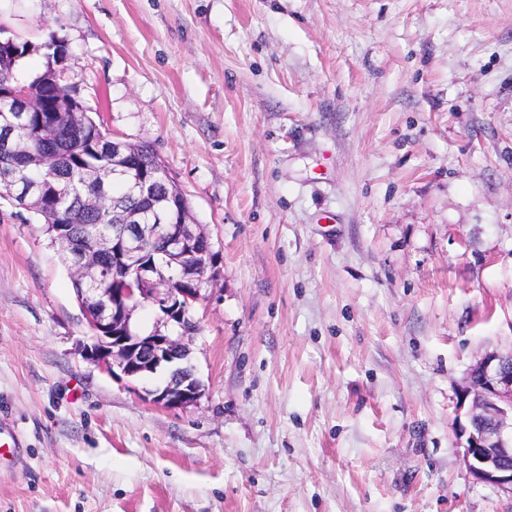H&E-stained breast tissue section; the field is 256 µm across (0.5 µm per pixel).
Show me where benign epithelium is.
<instances>
[{"instance_id":"1","label":"benign epithelium","mask_w":512,"mask_h":512,"mask_svg":"<svg viewBox=\"0 0 512 512\" xmlns=\"http://www.w3.org/2000/svg\"><path fill=\"white\" fill-rule=\"evenodd\" d=\"M67 44L55 55L56 67L48 79L56 99L48 103L39 93L40 82L0 86V186L27 210H49V195L43 181H20L18 172L31 165L42 168L52 180L67 179L59 167L57 149L34 153L19 129L29 113H66L79 128L87 108L76 92L63 83L61 65L67 59ZM103 151L112 156V174L130 179L144 202L136 209L112 205V239L101 240L78 233L67 217L57 213L61 252L86 280L103 272L97 257L112 251V266L128 275L112 273V287L84 288L76 296L91 335L83 344L86 360L110 373L129 379L167 373L164 385L146 393L153 404L166 409H186L197 403L203 391L188 358L186 340L197 325L189 316L202 291L217 278V254L203 226L196 223L182 191L166 167L158 162L147 172L138 163L136 146L126 140L104 136ZM140 303H133L135 298ZM160 312L155 328L142 335L131 331L139 304ZM458 436L464 441L465 462L479 482L512 494V353H486L472 365L466 384L457 395Z\"/></svg>"}]
</instances>
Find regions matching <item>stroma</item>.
<instances>
[{
    "label": "stroma",
    "instance_id": "stroma-1",
    "mask_svg": "<svg viewBox=\"0 0 512 512\" xmlns=\"http://www.w3.org/2000/svg\"><path fill=\"white\" fill-rule=\"evenodd\" d=\"M151 144L221 277L196 406L139 398L36 215L0 198V512H512L456 439L512 349V0H0Z\"/></svg>",
    "mask_w": 512,
    "mask_h": 512
}]
</instances>
